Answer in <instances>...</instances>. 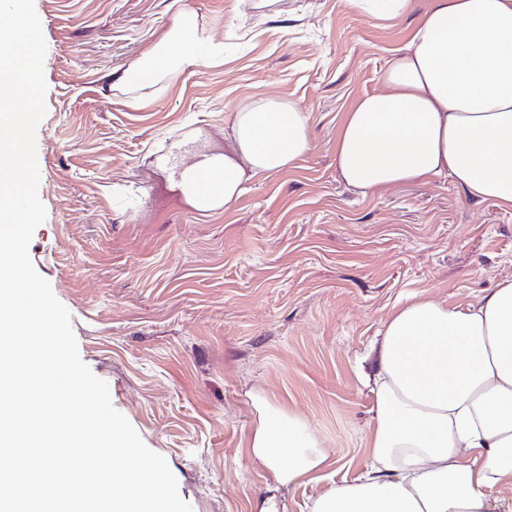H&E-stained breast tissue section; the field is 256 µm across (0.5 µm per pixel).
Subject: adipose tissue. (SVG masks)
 Masks as SVG:
<instances>
[{"mask_svg":"<svg viewBox=\"0 0 512 512\" xmlns=\"http://www.w3.org/2000/svg\"><path fill=\"white\" fill-rule=\"evenodd\" d=\"M224 47L181 14L167 39L128 70L146 86L174 66H206ZM384 92L356 99L336 136V170L360 195L446 176L471 199L512 209V0H429L381 72ZM224 193L293 168L310 149L309 116L259 96L232 118ZM376 412L370 469L319 497L312 512H487L490 490L512 485V279L461 307L414 294L372 349ZM251 461L296 484L327 461L298 417L254 396Z\"/></svg>","mask_w":512,"mask_h":512,"instance_id":"obj_1","label":"adipose tissue"}]
</instances>
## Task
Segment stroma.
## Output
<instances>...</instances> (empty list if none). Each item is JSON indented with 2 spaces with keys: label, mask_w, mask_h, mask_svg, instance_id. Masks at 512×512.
<instances>
[{
  "label": "stroma",
  "mask_w": 512,
  "mask_h": 512,
  "mask_svg": "<svg viewBox=\"0 0 512 512\" xmlns=\"http://www.w3.org/2000/svg\"><path fill=\"white\" fill-rule=\"evenodd\" d=\"M427 2L379 20L350 0H35L47 216L29 256L192 512H259L272 495L280 512H310L362 475L375 415L362 378L383 322L411 294L464 307L512 278V210L446 178L363 197L336 171L345 112L381 91ZM183 11L223 60L118 87ZM258 95L308 113L309 152L197 211L178 188L183 164L223 152L232 113ZM253 392L306 422L325 469L279 488L250 461Z\"/></svg>",
  "instance_id": "35a3bbf8"
}]
</instances>
